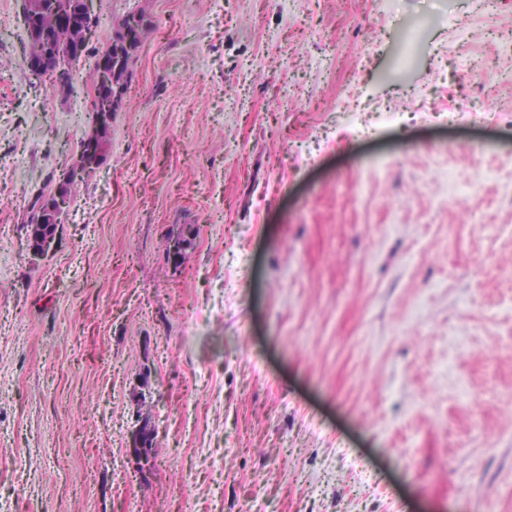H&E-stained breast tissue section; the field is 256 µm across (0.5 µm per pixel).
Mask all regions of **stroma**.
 I'll return each instance as SVG.
<instances>
[{
    "label": "stroma",
    "mask_w": 512,
    "mask_h": 512,
    "mask_svg": "<svg viewBox=\"0 0 512 512\" xmlns=\"http://www.w3.org/2000/svg\"><path fill=\"white\" fill-rule=\"evenodd\" d=\"M348 9L99 0L78 74L149 24L34 260L91 95L30 75L0 0V512H512V0ZM129 17L131 20H138L139 14L130 13ZM125 27L127 32L124 33ZM143 24L140 21H136L134 24L130 23L126 16L123 17L116 25L115 32L112 34V39L116 38L117 41L121 42V50L123 55V63L118 68L115 74V80L112 85V98H116V101L121 104L123 94L127 88V80L129 76V65L136 50L140 36L143 31ZM127 41V45L124 42ZM431 23L429 17H414L409 22L403 34L405 50L395 59L392 74L403 77L411 67L413 52L422 41L425 29ZM40 195L35 199L30 207V214L25 224V233L28 241V246L34 241L37 244L38 241H43L49 236H54L57 230V224H62L61 215L68 208L70 198L63 200L64 210L57 215H45L40 213L36 205Z\"/></svg>",
    "instance_id": "stroma-1"
}]
</instances>
